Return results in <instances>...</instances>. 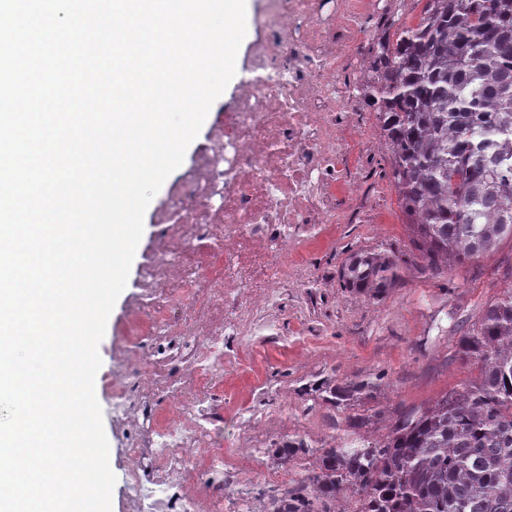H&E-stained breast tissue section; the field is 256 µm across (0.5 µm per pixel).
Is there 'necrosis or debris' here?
Instances as JSON below:
<instances>
[{
    "mask_svg": "<svg viewBox=\"0 0 512 512\" xmlns=\"http://www.w3.org/2000/svg\"><path fill=\"white\" fill-rule=\"evenodd\" d=\"M400 0H266L234 108L196 159L160 222L141 270L123 358L144 371L105 377L112 412L129 431L127 512H224L246 466L225 467V430L253 447L256 419L275 424L258 370L232 337L277 336L272 289L302 279L298 258L337 224L363 223L361 179L377 137L353 84L376 74L368 18ZM248 377L246 406L224 408V373Z\"/></svg>",
    "mask_w": 512,
    "mask_h": 512,
    "instance_id": "1",
    "label": "necrosis or debris"
}]
</instances>
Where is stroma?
I'll return each instance as SVG.
<instances>
[{
  "label": "stroma",
  "mask_w": 512,
  "mask_h": 512,
  "mask_svg": "<svg viewBox=\"0 0 512 512\" xmlns=\"http://www.w3.org/2000/svg\"><path fill=\"white\" fill-rule=\"evenodd\" d=\"M238 89V84L228 85L223 98L213 103L181 166L151 200L127 285L99 345L102 365L95 392L109 442L110 466L117 478L112 512H125L121 476L128 435L112 417L103 378L120 365L118 347L135 284L143 265L153 258L160 234L157 216L223 122ZM389 170L386 149L378 147L364 170L365 186L374 193L371 223L335 225L330 246L304 253L308 273L304 287L280 297L275 305L281 343L266 345L254 336L239 342L246 358L257 364L272 388L266 400L268 409L281 414L287 426L256 425V446L250 451L252 483L244 490L226 491L224 512H265L276 489L268 483L263 467L273 463L278 446L301 440L309 447L308 453L295 455L281 468L285 488L298 487L307 483L312 473L315 451L351 442L360 433V419H370L371 434L381 436L395 412L426 406L447 392L476 382L479 376L476 363L457 356V345L506 288L503 274L512 267V239H504L492 252L454 266L441 276L424 272L417 263L418 252L411 243ZM358 254L399 258L394 281L385 288L347 287L343 269ZM308 322L319 325L316 335H304L303 326ZM327 379L340 387L369 382L373 389L332 404L314 391Z\"/></svg>",
  "instance_id": "stroma-1"
}]
</instances>
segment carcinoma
I'll list each match as a JSON object with an SVG mask.
<instances>
[{"label":"carcinoma","instance_id":"1","mask_svg":"<svg viewBox=\"0 0 512 512\" xmlns=\"http://www.w3.org/2000/svg\"><path fill=\"white\" fill-rule=\"evenodd\" d=\"M380 21L377 114L423 268L438 274L512 238V0H425L419 22ZM396 262L361 255L348 286L385 288ZM477 382L400 415L381 439L318 450L313 486L267 512H317L352 491L356 512H512V289L459 341Z\"/></svg>","mask_w":512,"mask_h":512}]
</instances>
